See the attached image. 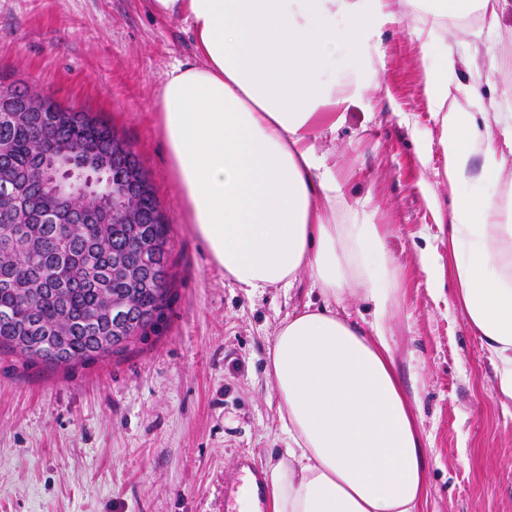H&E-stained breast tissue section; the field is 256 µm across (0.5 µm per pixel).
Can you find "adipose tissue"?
I'll return each mask as SVG.
<instances>
[{"label": "adipose tissue", "mask_w": 512, "mask_h": 512, "mask_svg": "<svg viewBox=\"0 0 512 512\" xmlns=\"http://www.w3.org/2000/svg\"><path fill=\"white\" fill-rule=\"evenodd\" d=\"M422 1L430 18L409 33L430 63L444 175L464 189L449 215L450 269L512 415V223L497 194L512 104L454 81L459 40L441 25L477 12L496 29L512 0H150L192 36V58L166 72L158 95L189 222L240 287L289 288L303 274L324 298L289 315L268 350L286 436L265 468L271 512H421L426 444L387 334L396 273L379 225L346 202L318 142L378 88L382 22ZM349 53L359 65L337 69ZM354 288L369 328L332 306Z\"/></svg>", "instance_id": "adipose-tissue-1"}]
</instances>
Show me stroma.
<instances>
[{
	"label": "stroma",
	"mask_w": 512,
	"mask_h": 512,
	"mask_svg": "<svg viewBox=\"0 0 512 512\" xmlns=\"http://www.w3.org/2000/svg\"><path fill=\"white\" fill-rule=\"evenodd\" d=\"M415 14L381 30L380 88L319 141L380 224L399 273L388 322L394 368L428 445L422 512H512V417L497 373L456 299L441 129L426 94ZM469 41L459 51L469 55ZM454 78L490 97L512 89V41L482 40ZM192 53L149 0H0V84L24 85L100 118L128 142L168 226L170 302L147 339L88 364H27L0 353V512H225V473L283 452L267 351L311 291H250L186 221L159 125L157 93ZM430 253L433 274L422 268Z\"/></svg>",
	"instance_id": "stroma-1"
}]
</instances>
